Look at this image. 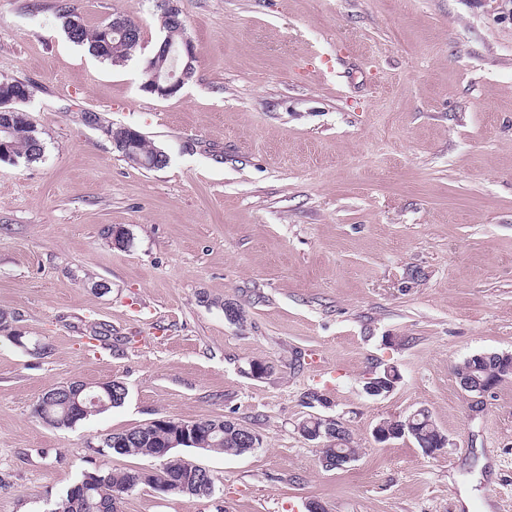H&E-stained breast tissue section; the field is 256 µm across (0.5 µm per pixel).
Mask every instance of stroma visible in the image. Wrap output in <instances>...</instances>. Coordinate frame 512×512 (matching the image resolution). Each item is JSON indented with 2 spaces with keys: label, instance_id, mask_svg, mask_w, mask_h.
Returning <instances> with one entry per match:
<instances>
[{
  "label": "stroma",
  "instance_id": "stroma-1",
  "mask_svg": "<svg viewBox=\"0 0 512 512\" xmlns=\"http://www.w3.org/2000/svg\"><path fill=\"white\" fill-rule=\"evenodd\" d=\"M63 4L90 30L136 20L139 46L92 55ZM177 6L195 73L165 99L142 89L156 0H0V80L28 85L44 143L39 161H0V512H48L102 434L224 416L263 442L182 449L213 497L143 486L122 512H512V377L477 400L455 374L512 354V0ZM108 125L167 166L130 163ZM387 366L396 389L367 396ZM74 380L123 382L127 400L39 422L42 394ZM419 409L445 448L374 441ZM312 415L342 422L354 461L322 467L298 430ZM130 127V126H129ZM118 127L112 128V131H107V136L112 140L113 145L116 148V145H119L127 152L128 155L131 156L132 159L136 160L139 163L148 164V162L141 158V156L137 155L135 148L136 139L138 144L139 154H155V151H159L160 149L152 146L146 139V137L136 128L133 127ZM132 128V129H131ZM138 133L137 138L135 135V131ZM162 151V150H160ZM163 152V151H162ZM163 155H166L163 152Z\"/></svg>",
  "mask_w": 512,
  "mask_h": 512
}]
</instances>
